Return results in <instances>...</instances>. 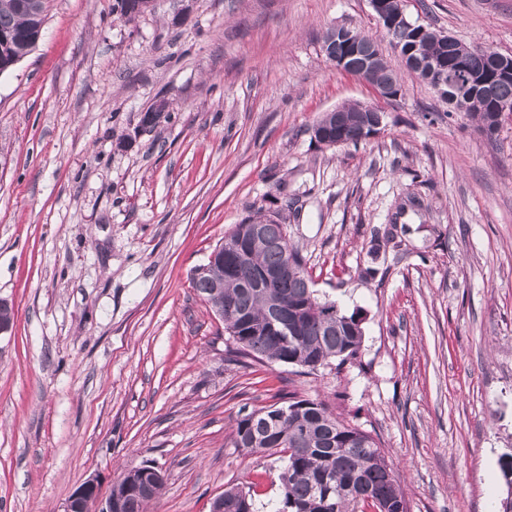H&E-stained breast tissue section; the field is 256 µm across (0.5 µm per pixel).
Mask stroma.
Segmentation results:
<instances>
[{
	"mask_svg": "<svg viewBox=\"0 0 512 512\" xmlns=\"http://www.w3.org/2000/svg\"><path fill=\"white\" fill-rule=\"evenodd\" d=\"M48 0L36 49L0 76V512L108 497L145 462L148 512L280 492L279 449L241 415L297 395L379 440L409 512H497L512 454V115L495 141L401 73L399 98L329 64L334 26L399 59L370 0ZM411 21L512 53V0H404ZM167 118L140 123L157 101ZM345 103L384 123L313 140ZM419 207L399 211L407 198ZM298 209L290 244L319 295L360 312L357 363L314 375L227 360L191 279L235 224ZM376 268L375 277L365 274ZM151 0H114L112 12L126 22L135 21L149 7ZM98 494V483L94 478H89L77 486L70 494L64 512H82V505L89 496Z\"/></svg>",
	"mask_w": 512,
	"mask_h": 512,
	"instance_id": "1",
	"label": "stroma"
}]
</instances>
